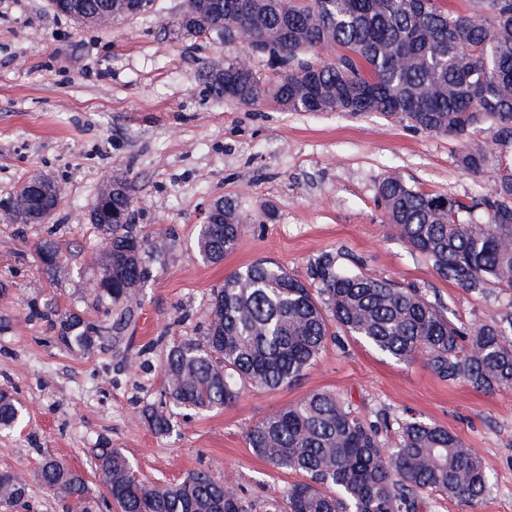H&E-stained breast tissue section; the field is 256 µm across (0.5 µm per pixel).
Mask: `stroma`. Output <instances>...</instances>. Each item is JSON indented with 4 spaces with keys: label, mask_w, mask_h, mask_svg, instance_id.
<instances>
[{
    "label": "stroma",
    "mask_w": 512,
    "mask_h": 512,
    "mask_svg": "<svg viewBox=\"0 0 512 512\" xmlns=\"http://www.w3.org/2000/svg\"><path fill=\"white\" fill-rule=\"evenodd\" d=\"M182 3L155 0L149 12L80 26L49 0H0V391L26 410L19 427L0 432V470L28 476L30 512H62L38 480L42 459L90 480V451L107 443L147 483L176 484L205 470L231 476L256 503L279 501L303 476L258 456L247 432L323 390L368 420L387 419L384 444L395 442L394 424L414 417L478 451L492 482L486 500L473 510L425 494L418 512H512V390L481 393L350 336L328 342L290 386L246 389L205 415L181 411L169 436L140 420L143 405L160 397L168 344L202 338L213 290L259 260L307 282L328 254L343 270L418 289L465 327L512 304V290L473 293L441 278L377 203L389 175L467 204L487 194L490 175L459 167L455 139L378 113L284 112L215 98L204 73L223 67L226 50L168 36ZM41 177L54 182L59 204L39 223L10 219L5 203ZM116 179L128 186L134 230L146 241L140 303L121 332L73 350L59 343L54 321L74 315L108 328L124 310L89 289L102 272V233L89 210ZM225 198L244 222L236 249L212 264L196 237L208 204ZM47 239L62 247L64 269L40 262Z\"/></svg>",
    "instance_id": "obj_1"
}]
</instances>
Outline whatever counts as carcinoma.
Instances as JSON below:
<instances>
[{
    "mask_svg": "<svg viewBox=\"0 0 512 512\" xmlns=\"http://www.w3.org/2000/svg\"><path fill=\"white\" fill-rule=\"evenodd\" d=\"M65 12L78 23H99L125 13L117 0H76ZM210 29L176 19L180 37L216 40L246 53L229 59L231 100L257 106L267 100L289 112H377L411 128L460 142V166L494 173L481 201L486 220H463L461 201L432 195L387 176L377 195L387 223L407 247L427 257L439 276L471 292L512 290V0H473L453 11L440 0H218ZM264 59L262 76L252 57ZM485 134L488 145L474 143ZM33 179L17 192L12 219L44 220L56 205L49 195L32 215ZM96 225L107 248L98 298L137 302L144 278L145 240L112 208L131 210L129 194L108 185ZM241 219L233 202L210 224L199 226L202 259L223 260L238 240ZM50 269L64 253L48 239L37 250ZM311 289L286 269L265 261L236 271L213 290L202 339L169 344L163 360V401L143 406L141 419L160 436L174 428L168 407L206 413L233 404L245 387L294 384L337 332L402 362L419 361L437 377L494 393L512 390V312L464 332L415 288H402L336 268L326 255L316 264ZM66 346L87 347L102 331L76 316L54 324ZM21 406L0 392V429L16 425ZM248 446L273 466L301 473L286 499L264 512H414L424 493L471 507L489 492L477 452L448 429L415 418L398 423V438L384 446L377 424L326 391L282 407L247 432ZM98 482L120 512H255L250 500L226 491V478L198 471L178 485H149L117 448L92 449ZM38 476L67 512H100V501L82 473L46 458ZM29 482L19 470L0 472V500L28 506Z\"/></svg>",
    "mask_w": 512,
    "mask_h": 512,
    "instance_id": "carcinoma-1",
    "label": "carcinoma"
}]
</instances>
